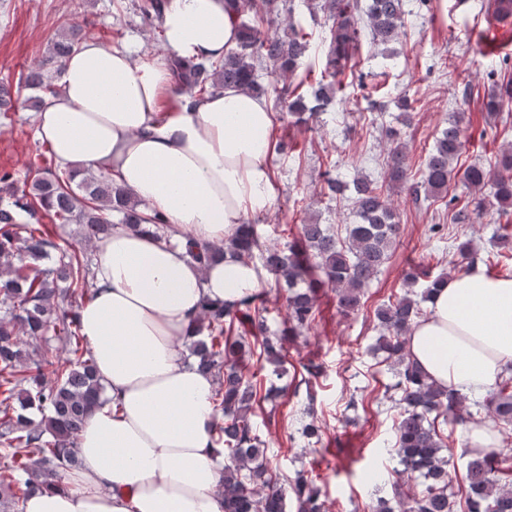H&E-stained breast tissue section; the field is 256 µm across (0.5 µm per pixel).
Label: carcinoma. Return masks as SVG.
Returning a JSON list of instances; mask_svg holds the SVG:
<instances>
[{
  "label": "carcinoma",
  "instance_id": "1",
  "mask_svg": "<svg viewBox=\"0 0 512 512\" xmlns=\"http://www.w3.org/2000/svg\"><path fill=\"white\" fill-rule=\"evenodd\" d=\"M166 0H141L142 18H162ZM328 13L331 25L324 41L321 78L314 84L301 83L287 102L296 122L306 123L325 111L333 102L348 63L359 53L364 30L358 26L360 14L367 17L369 43L387 46L401 34L403 0H309ZM285 0H226L225 8L234 14L239 29L236 51L219 61L176 60L172 72L178 92L202 96L227 86H238L261 94L282 93L272 83L263 87L258 70L265 68L278 75L292 73L307 56L309 34L289 25L283 33H269L283 13ZM487 11L498 19L512 17V0H489ZM81 29L72 27L54 40L45 55L26 76L33 90L49 88L52 73L82 43ZM19 92L0 84V111L15 107ZM487 112L512 109V75L493 80L491 92L483 102ZM461 116L448 117V127L436 138L420 170L419 186L434 197L448 190V183L460 181L476 190L490 186L499 215L512 207V152L503 153L501 171L493 175L472 164L454 166L461 151ZM406 147L400 143L390 150L389 179L395 184L410 180ZM353 201L357 220L346 225L345 239L330 234L324 224L309 221L282 248L262 247L257 225L243 224L224 245L200 246L187 243L188 256L200 263L217 261L230 251L250 260L276 278L287 289V326L278 335L270 333L264 293L246 295L233 304H206L199 318L203 336L190 343L195 365L202 372H214L220 386L214 409L223 417L216 424L224 444V512H287L292 500L294 512H326L320 489L300 474L285 493L277 475L269 468L264 443L252 420L255 410L288 394V385L263 388L249 376L245 363L246 347H259L261 369L280 380L286 374L285 342L312 328L316 317L315 297L325 287L337 291L338 307L348 315L357 310L361 292L389 258L401 236V224L385 196L383 187L366 177H356ZM9 195L4 201L1 194ZM45 212L60 228L79 227L80 239L87 245L112 234V226L123 224L135 232L164 231V223L140 210V203L127 189L105 176L79 174L66 169L37 166L31 181L21 190L14 188L8 172L0 174V457L7 460L0 471V506L3 512H20L19 501L3 500L21 474L24 495L40 483L56 482L80 464L74 446L91 408L107 401L94 359L80 334L77 312L92 284V263L87 253L63 248L53 239L46 225L36 221L19 223V214L35 218ZM444 282L439 276L429 281L420 299L413 291L379 307L375 317L380 327L374 350L386 354L396 368L392 386L399 406L395 424V451L404 474L420 480L411 492L394 482L390 496H380L370 512H454L448 474V460L442 455L443 442L435 421L451 416L463 422L466 397L429 381L407 348V333L423 314L420 303ZM53 331L68 345L62 358L46 347L35 357L23 349L30 340L40 341ZM54 381L43 380L44 371ZM483 409L496 422L512 426V373L498 377L487 390ZM41 413L37 422L24 411ZM496 450L470 455L466 462L465 512H512V465Z\"/></svg>",
  "mask_w": 512,
  "mask_h": 512
}]
</instances>
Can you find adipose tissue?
<instances>
[{
	"label": "adipose tissue",
	"mask_w": 512,
	"mask_h": 512,
	"mask_svg": "<svg viewBox=\"0 0 512 512\" xmlns=\"http://www.w3.org/2000/svg\"><path fill=\"white\" fill-rule=\"evenodd\" d=\"M161 28L162 53L139 59L82 42L38 114L36 133L61 166L129 189L171 237L119 224L97 242L79 323L108 400L78 435L80 466L27 497L24 512H222L216 382L181 352L204 302H235L263 288L264 276L236 257L193 262L185 242L223 243L272 205L276 114L267 97L234 86L172 93L170 59L236 50L224 0H169ZM408 347L431 381L484 393L512 367V277L480 266L450 277Z\"/></svg>",
	"instance_id": "ef3b65f1"
}]
</instances>
